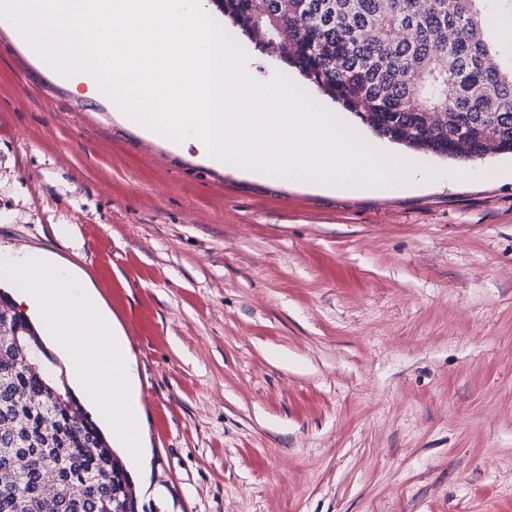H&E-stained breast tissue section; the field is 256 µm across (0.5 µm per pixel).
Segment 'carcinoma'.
Here are the masks:
<instances>
[{
	"label": "carcinoma",
	"mask_w": 512,
	"mask_h": 512,
	"mask_svg": "<svg viewBox=\"0 0 512 512\" xmlns=\"http://www.w3.org/2000/svg\"><path fill=\"white\" fill-rule=\"evenodd\" d=\"M380 138L471 161L512 153V54L490 20L512 0H215ZM37 328L0 289V512H139L131 475Z\"/></svg>",
	"instance_id": "carcinoma-1"
}]
</instances>
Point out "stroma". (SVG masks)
<instances>
[{
  "instance_id": "35a3bbf8",
  "label": "stroma",
  "mask_w": 512,
  "mask_h": 512,
  "mask_svg": "<svg viewBox=\"0 0 512 512\" xmlns=\"http://www.w3.org/2000/svg\"><path fill=\"white\" fill-rule=\"evenodd\" d=\"M327 192L215 169L0 27V251L126 338L145 512H512V157Z\"/></svg>"
}]
</instances>
